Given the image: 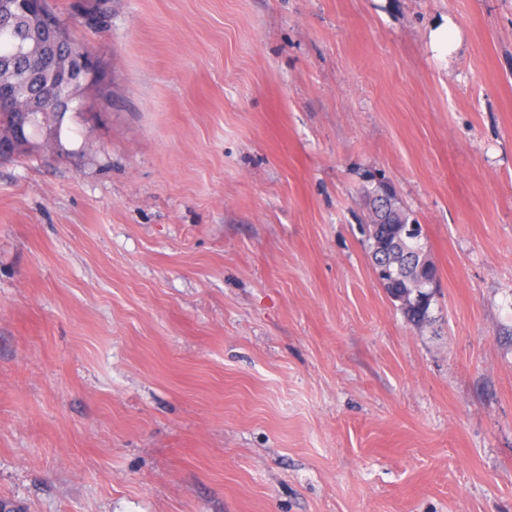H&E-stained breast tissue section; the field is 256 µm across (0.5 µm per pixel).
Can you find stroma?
<instances>
[{
    "label": "stroma",
    "instance_id": "35a3bbf8",
    "mask_svg": "<svg viewBox=\"0 0 512 512\" xmlns=\"http://www.w3.org/2000/svg\"><path fill=\"white\" fill-rule=\"evenodd\" d=\"M52 2L103 76L0 160V500L512 512V0ZM431 44L440 57L448 55L458 45V29L450 18L430 32ZM380 189L376 186L370 195V213L369 218L374 220L373 214H375L380 222L383 224V236L386 238L391 233L393 224H416L417 232L414 235H405L404 230L399 234V254L398 256L391 259L389 256L387 259L388 268L391 270V274L386 280L385 289L394 298H400L404 301L402 310L408 321L415 325L430 324L433 319L430 315L431 301L426 305L421 304L416 295L421 294L424 290L421 283V279L430 275L434 277L436 275V267L428 262V265L424 270L411 273L407 262L406 255L413 254L417 250H426V239L423 235L422 225L417 224L414 220L409 221V214L402 208L398 207V211L391 208L392 205H398L395 201L393 204L390 203L392 200H396L392 195L386 203L383 199L379 198L378 195ZM423 240V241H422Z\"/></svg>",
    "mask_w": 512,
    "mask_h": 512
}]
</instances>
